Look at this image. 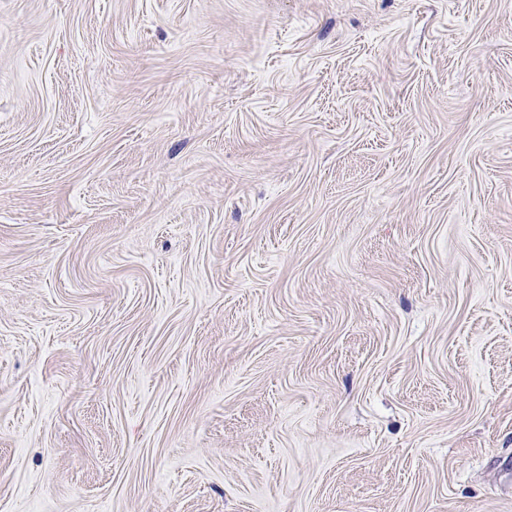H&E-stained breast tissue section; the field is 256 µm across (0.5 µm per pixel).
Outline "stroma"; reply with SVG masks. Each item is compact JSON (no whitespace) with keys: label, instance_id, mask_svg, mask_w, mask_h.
<instances>
[{"label":"stroma","instance_id":"35a3bbf8","mask_svg":"<svg viewBox=\"0 0 512 512\" xmlns=\"http://www.w3.org/2000/svg\"><path fill=\"white\" fill-rule=\"evenodd\" d=\"M0 512H512V0H0Z\"/></svg>","mask_w":512,"mask_h":512}]
</instances>
